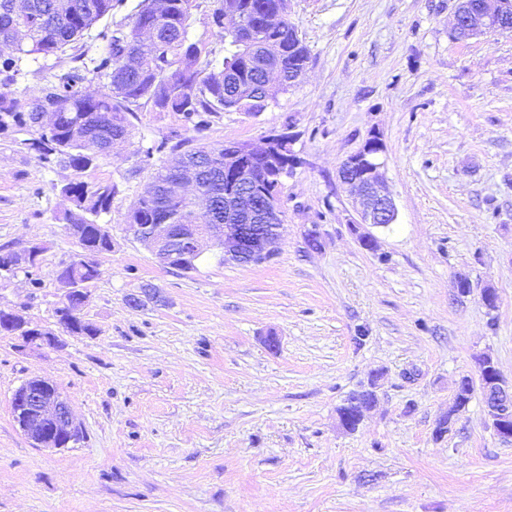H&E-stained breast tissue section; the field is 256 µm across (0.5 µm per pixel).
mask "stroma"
Masks as SVG:
<instances>
[{"instance_id": "1", "label": "stroma", "mask_w": 512, "mask_h": 512, "mask_svg": "<svg viewBox=\"0 0 512 512\" xmlns=\"http://www.w3.org/2000/svg\"><path fill=\"white\" fill-rule=\"evenodd\" d=\"M456 6L288 0L310 50L302 82L259 116L223 112L196 135H295L301 163L282 183L280 251L265 263L210 249L183 273L127 232L151 176L176 159L145 163L140 149L182 130L177 113L141 108L130 137L81 173L40 168L21 133L0 132V246L43 247L42 286L1 279L0 310L30 325L56 329L53 274L79 250L62 186H118L112 249L79 310L96 335L56 349L0 335V512H512V444L481 391L451 411L482 356L512 381V32L456 38ZM69 66L66 54L23 60L0 96L29 103ZM373 131L398 219L370 251L337 170ZM146 287L161 301L130 307ZM34 376L67 397L80 442L42 448L18 428L11 398ZM371 382L375 406L344 431L337 408Z\"/></svg>"}]
</instances>
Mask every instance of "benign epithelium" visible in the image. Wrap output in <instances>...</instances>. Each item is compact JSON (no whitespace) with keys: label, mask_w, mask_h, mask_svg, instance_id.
<instances>
[{"label":"benign epithelium","mask_w":512,"mask_h":512,"mask_svg":"<svg viewBox=\"0 0 512 512\" xmlns=\"http://www.w3.org/2000/svg\"><path fill=\"white\" fill-rule=\"evenodd\" d=\"M512 11V0H479L473 6L469 0H459L454 34L468 39L501 28L502 19ZM156 40V31L145 29L139 42H125L121 47L123 61L137 65L149 45ZM266 78L282 86L295 87L303 79L307 67L268 60L261 64ZM295 138L287 132L266 137L263 146L247 143L224 146V175L234 180V188L224 192V223L173 224L166 218L158 224H128L126 230L145 245L166 267L182 256L200 259L204 241L224 253V261L239 265L269 261L279 253L281 228L285 224L280 195L275 190H255L259 182L250 168L255 158L268 167L280 169L289 176L300 165L294 153H285ZM386 146L377 132H372L363 147L348 156L338 169V179L355 197L361 207V223L388 226L396 223L395 203L386 190L382 160ZM203 167L180 164L174 172L181 176L172 186L180 195L186 185L200 191L198 179ZM0 330L10 335L22 333L24 344L55 347L60 338L41 330H27L26 323L8 315ZM483 403L491 426L503 442L512 443V382L503 378L493 360L480 361ZM14 420L20 430L35 444L44 448H64L74 441L81 427L74 420L68 400L52 381L32 377L23 382L12 396Z\"/></svg>","instance_id":"1"}]
</instances>
